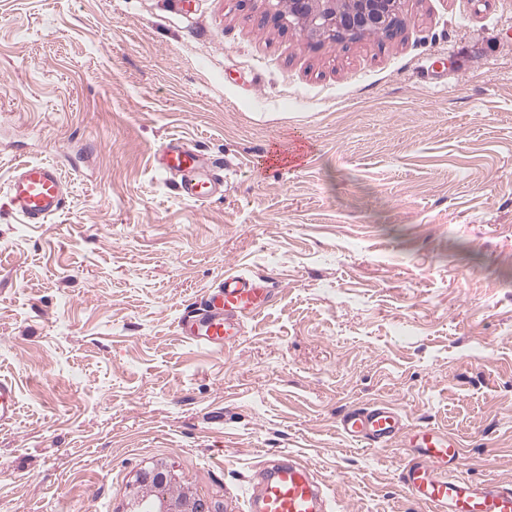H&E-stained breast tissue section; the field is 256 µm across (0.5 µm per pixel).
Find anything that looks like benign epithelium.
Instances as JSON below:
<instances>
[{
	"mask_svg": "<svg viewBox=\"0 0 512 512\" xmlns=\"http://www.w3.org/2000/svg\"><path fill=\"white\" fill-rule=\"evenodd\" d=\"M274 18L283 26L297 27L310 38L342 43L363 33L393 34L399 28L402 0H267ZM141 481L156 492L154 512H201L198 499L166 495L168 475L147 472Z\"/></svg>",
	"mask_w": 512,
	"mask_h": 512,
	"instance_id": "obj_1",
	"label": "benign epithelium"
}]
</instances>
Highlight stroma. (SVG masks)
<instances>
[{"mask_svg": "<svg viewBox=\"0 0 512 512\" xmlns=\"http://www.w3.org/2000/svg\"><path fill=\"white\" fill-rule=\"evenodd\" d=\"M267 11L0 0V512H131L157 466L244 512L284 455L334 512H425L402 452L337 427L376 402L512 483V0H404L398 37L340 44ZM168 139L224 160L223 191L181 198ZM23 160L67 181L47 223L7 199ZM228 272L276 293L198 347L179 320ZM16 410L15 387L9 381L0 379V425L10 423Z\"/></svg>", "mask_w": 512, "mask_h": 512, "instance_id": "stroma-1", "label": "stroma"}]
</instances>
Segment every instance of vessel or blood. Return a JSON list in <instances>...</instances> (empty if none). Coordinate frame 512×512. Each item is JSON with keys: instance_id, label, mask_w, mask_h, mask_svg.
Returning a JSON list of instances; mask_svg holds the SVG:
<instances>
[{"instance_id": "vessel-or-blood-1", "label": "vessel or blood", "mask_w": 512, "mask_h": 512, "mask_svg": "<svg viewBox=\"0 0 512 512\" xmlns=\"http://www.w3.org/2000/svg\"><path fill=\"white\" fill-rule=\"evenodd\" d=\"M156 170L178 178L181 195L202 202L221 190L223 175L202 173L205 161L195 150L172 142L154 152ZM67 187L57 163L21 164L8 184L15 214L26 224H43L66 207ZM274 285L262 277L225 275L197 308L181 318L179 327L189 341L209 348H226L244 335L245 318L268 307ZM16 410L13 384L0 379V425L12 421ZM346 438L362 447L408 448L400 472L404 494L427 512H512V485L493 479L474 481L459 473L460 441L441 429L408 427L399 410L388 403L352 406L337 421ZM249 498V512H328V497L315 471L291 458L263 461Z\"/></svg>"}]
</instances>
